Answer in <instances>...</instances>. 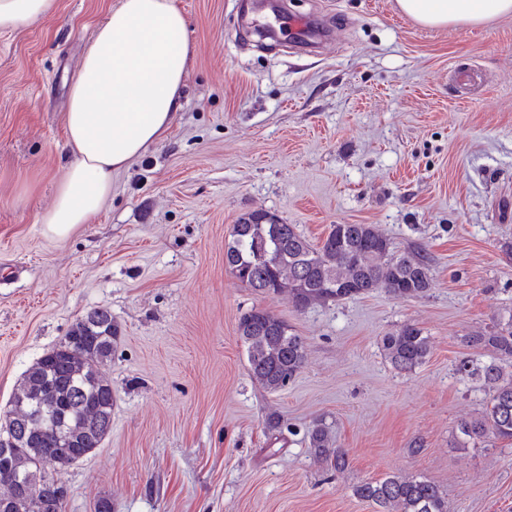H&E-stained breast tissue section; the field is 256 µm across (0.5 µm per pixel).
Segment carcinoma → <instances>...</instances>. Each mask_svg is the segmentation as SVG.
<instances>
[{
	"instance_id": "1",
	"label": "carcinoma",
	"mask_w": 512,
	"mask_h": 512,
	"mask_svg": "<svg viewBox=\"0 0 512 512\" xmlns=\"http://www.w3.org/2000/svg\"><path fill=\"white\" fill-rule=\"evenodd\" d=\"M431 263L421 249H395L374 224H333L315 245L296 225L262 210L241 216L224 247V265L242 286L256 294L286 295L298 308L379 289L396 298L422 297L431 288ZM237 334L251 378L269 392L285 389L305 364L304 338L267 308L244 312ZM120 336L110 311L93 310L25 371L11 403L30 425L19 438L21 447L8 450L6 462L27 482L18 486L0 475L5 512H65V484L56 474L98 448L112 428L114 398L106 366ZM470 341L489 350L493 360L472 369L462 366L465 374L484 381L489 397L480 417L460 423V446L488 433L512 442V310L493 326L473 331ZM382 349L394 368L410 372L426 362L431 341L406 323L382 337ZM307 447L314 459L338 471L348 464L322 419L308 430ZM354 494L376 512H448L443 493L422 476L390 474L362 482Z\"/></svg>"
}]
</instances>
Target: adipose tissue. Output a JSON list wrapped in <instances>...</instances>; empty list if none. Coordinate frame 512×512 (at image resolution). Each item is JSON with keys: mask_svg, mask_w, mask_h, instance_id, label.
<instances>
[{"mask_svg": "<svg viewBox=\"0 0 512 512\" xmlns=\"http://www.w3.org/2000/svg\"><path fill=\"white\" fill-rule=\"evenodd\" d=\"M400 12L427 27L483 26L512 15V0H397ZM57 0H0V33L53 15ZM184 16L174 0H120L97 27L73 81L66 114L72 157L42 233L68 238L100 212L112 174L171 127L189 59Z\"/></svg>", "mask_w": 512, "mask_h": 512, "instance_id": "1", "label": "adipose tissue"}]
</instances>
